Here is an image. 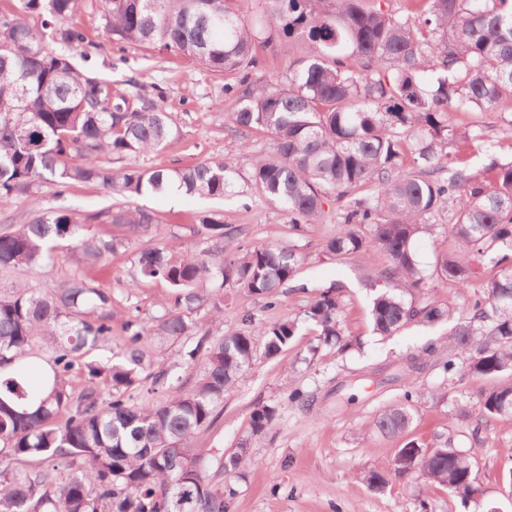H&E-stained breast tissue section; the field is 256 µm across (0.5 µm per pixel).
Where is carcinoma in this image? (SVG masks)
<instances>
[{"label":"carcinoma","mask_w":512,"mask_h":512,"mask_svg":"<svg viewBox=\"0 0 512 512\" xmlns=\"http://www.w3.org/2000/svg\"><path fill=\"white\" fill-rule=\"evenodd\" d=\"M0 4V195L34 194L44 182L55 195L75 183L95 182L124 195L176 188L187 195L222 199L233 182L229 165L205 160L162 169L98 164L103 155L139 156L174 134L156 98L118 94L112 83L82 71L71 49L86 42L72 24L82 0H6ZM112 40L155 43L197 60L213 72L239 73L255 63L264 30L283 38L288 83L259 85L242 76L227 90L240 108L231 114L242 135L270 134L268 153L252 156V178L264 196L280 204L290 224H318L325 199L340 200L369 184L375 195L343 213L342 230L326 253L345 257L383 249L390 265L371 305L374 332L388 338L410 325L448 322V337L429 342L394 367H363L358 380L381 390L399 385V399L374 414L383 437H403L425 393L413 374L432 359L448 384L464 376L491 378L476 408L459 401V413L478 421L512 418V162H491L474 176L459 154L457 138L483 141L476 122L456 135L457 112L512 108V0H407L396 15L365 6V0H268L262 27L247 24L235 0H98ZM67 46L53 50L46 33ZM422 165L408 171L405 156ZM448 178L433 176L441 160ZM454 208L441 228L429 223L440 205ZM121 224L140 236L157 223L145 209L107 208L79 221L68 213L33 209V217L0 233V270L54 264L50 243L65 236L87 262H97L115 244L86 238L87 223ZM224 221L210 215L193 228L194 246L159 243L137 258L143 278L172 288L163 315L150 329L124 323L127 350L117 362L84 365L78 395L66 376L87 345L112 335V298L84 278L60 283L50 293L24 286L0 296V363L25 373L36 367L39 341L52 345L50 394L28 410L27 389L0 378V512H226L235 489L224 475L250 461L253 439L274 425L279 406L263 405L250 416L249 432L212 463L192 451L201 429L210 427L224 395L256 356L253 336L213 337L202 326L224 318V285L232 284L272 307L278 288L295 278L303 256L295 246L271 243L226 254ZM446 235L450 246L427 278L417 267L414 245L424 236ZM453 284L479 289L461 312L439 307L429 292ZM318 346L345 352L338 289L310 301L302 320L266 326L265 354L278 355L301 330ZM150 336L173 343L193 341L185 363L201 364L190 390L163 366L143 374L142 344ZM168 391L165 400L136 404L131 391ZM317 396L294 389L288 403L302 410ZM64 420H58L61 412ZM39 459L56 461L45 469ZM213 473H208V467ZM394 471L417 470L463 502H477L481 489L472 455L446 441L426 449L405 440L396 449Z\"/></svg>","instance_id":"carcinoma-1"}]
</instances>
